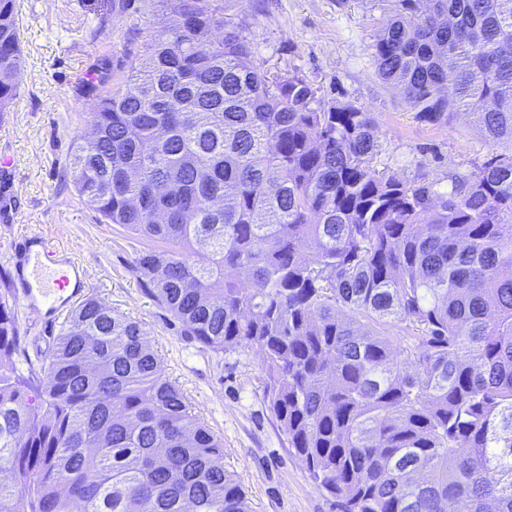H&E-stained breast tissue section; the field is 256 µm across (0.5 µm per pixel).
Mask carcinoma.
<instances>
[{
    "label": "carcinoma",
    "mask_w": 512,
    "mask_h": 512,
    "mask_svg": "<svg viewBox=\"0 0 512 512\" xmlns=\"http://www.w3.org/2000/svg\"><path fill=\"white\" fill-rule=\"evenodd\" d=\"M394 2L380 77L422 120L469 109L512 144V0ZM168 7L75 139L78 196L143 244L133 271L181 335L259 348L268 409L340 512H512V153L446 189L380 174L370 113L270 79L203 0ZM21 68L0 0V112ZM0 512L249 506L137 322L87 297L33 361L5 288Z\"/></svg>",
    "instance_id": "cac0c4a2"
}]
</instances>
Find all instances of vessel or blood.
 Here are the masks:
<instances>
[{"instance_id":"1","label":"vessel or blood","mask_w":512,"mask_h":512,"mask_svg":"<svg viewBox=\"0 0 512 512\" xmlns=\"http://www.w3.org/2000/svg\"><path fill=\"white\" fill-rule=\"evenodd\" d=\"M14 247L22 251L29 270L15 299L30 315L38 317L44 310H59L89 289L90 284L78 259L67 255L46 234L26 233Z\"/></svg>"}]
</instances>
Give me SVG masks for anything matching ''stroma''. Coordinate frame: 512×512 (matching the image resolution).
Instances as JSON below:
<instances>
[{
  "label": "stroma",
  "mask_w": 512,
  "mask_h": 512,
  "mask_svg": "<svg viewBox=\"0 0 512 512\" xmlns=\"http://www.w3.org/2000/svg\"><path fill=\"white\" fill-rule=\"evenodd\" d=\"M391 0H205L231 19L254 62L282 78L299 76L316 100L370 112L379 151L376 170L407 182L447 183L449 172L476 171L496 153L473 115L422 121L400 91L377 73L374 44ZM23 70L18 96L0 115V289L17 279L8 242L32 230L48 234L82 262L90 293L113 313L140 324L166 377L189 412L224 438V468L244 489L251 512H338L318 489L263 400L262 355L246 346L218 354L180 334L178 322L141 288L131 266L138 240L78 197L65 173L75 136L87 132L99 95L126 75L160 29L165 0H17ZM68 318H29L19 310L22 346L45 353Z\"/></svg>",
  "instance_id": "obj_1"
}]
</instances>
